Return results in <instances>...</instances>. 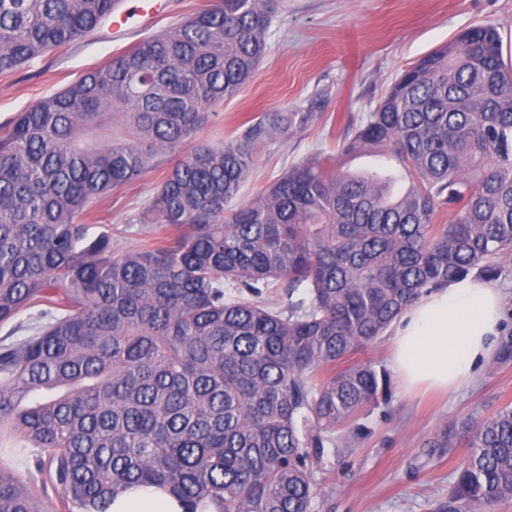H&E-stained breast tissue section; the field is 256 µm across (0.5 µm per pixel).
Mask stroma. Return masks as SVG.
Here are the masks:
<instances>
[{
	"instance_id": "obj_1",
	"label": "stroma",
	"mask_w": 512,
	"mask_h": 512,
	"mask_svg": "<svg viewBox=\"0 0 512 512\" xmlns=\"http://www.w3.org/2000/svg\"><path fill=\"white\" fill-rule=\"evenodd\" d=\"M166 2L165 17L152 27L119 35L102 27L65 55L38 58L0 75V124L216 0ZM476 24L497 27L504 48H511L512 0H280L267 53L253 78L210 110L195 141L220 143L263 113L312 105L318 117L311 125L259 149L250 178L232 201L244 205L292 165L318 152L337 153L348 129L376 106L403 69ZM175 160L159 155L152 171L105 196L99 203L103 220L90 226V235L111 233L120 251L149 241L152 227L143 217ZM389 382L386 399L361 418L367 435L353 447L337 448L318 469L322 512H426L430 501L447 496L466 456L459 447L427 458V442L445 427L512 403V365L484 367L472 383L448 394L405 392L394 375Z\"/></svg>"
}]
</instances>
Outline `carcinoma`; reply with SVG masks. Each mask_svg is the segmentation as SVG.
<instances>
[{
	"mask_svg": "<svg viewBox=\"0 0 512 512\" xmlns=\"http://www.w3.org/2000/svg\"><path fill=\"white\" fill-rule=\"evenodd\" d=\"M114 2L0 0V74L80 45ZM273 7L219 0L0 124V449L35 469L0 458V512H45L49 487L61 512H108L135 484L185 512H319L314 461L352 446L386 390L349 357L421 295L507 272L512 65L492 26L404 69L340 155L252 202L227 208L259 146L311 107L185 153L149 204V245L88 235L103 195L181 152L249 82ZM359 155L389 164L342 161ZM496 363L512 365V335ZM459 433L466 458L429 512L512 503V406L444 428L428 455Z\"/></svg>",
	"mask_w": 512,
	"mask_h": 512,
	"instance_id": "obj_1",
	"label": "carcinoma"
}]
</instances>
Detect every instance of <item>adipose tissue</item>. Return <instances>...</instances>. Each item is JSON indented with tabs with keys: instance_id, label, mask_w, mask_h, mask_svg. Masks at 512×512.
<instances>
[{
	"instance_id": "ef3b65f1",
	"label": "adipose tissue",
	"mask_w": 512,
	"mask_h": 512,
	"mask_svg": "<svg viewBox=\"0 0 512 512\" xmlns=\"http://www.w3.org/2000/svg\"><path fill=\"white\" fill-rule=\"evenodd\" d=\"M504 296L493 282L473 275L422 295L393 327L392 366L407 389L456 391L494 358ZM110 512H184L168 491L131 487Z\"/></svg>"
}]
</instances>
